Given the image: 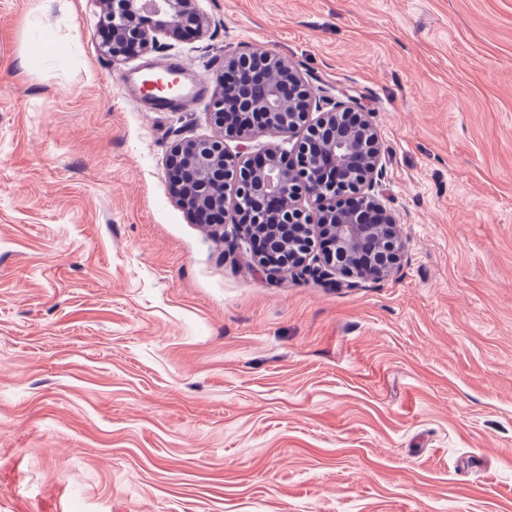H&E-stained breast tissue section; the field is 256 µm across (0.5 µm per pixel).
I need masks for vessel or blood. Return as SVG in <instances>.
Segmentation results:
<instances>
[{
	"mask_svg": "<svg viewBox=\"0 0 512 512\" xmlns=\"http://www.w3.org/2000/svg\"><path fill=\"white\" fill-rule=\"evenodd\" d=\"M123 98L136 99L147 112H178L209 92L204 79L174 58H159L114 80Z\"/></svg>",
	"mask_w": 512,
	"mask_h": 512,
	"instance_id": "obj_1",
	"label": "vessel or blood"
}]
</instances>
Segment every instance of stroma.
I'll list each match as a JSON object with an SVG mask.
<instances>
[{"label":"stroma","instance_id":"stroma-1","mask_svg":"<svg viewBox=\"0 0 512 512\" xmlns=\"http://www.w3.org/2000/svg\"><path fill=\"white\" fill-rule=\"evenodd\" d=\"M361 108L406 247L262 272L175 202L94 0H0V512H512V0H200Z\"/></svg>","mask_w":512,"mask_h":512}]
</instances>
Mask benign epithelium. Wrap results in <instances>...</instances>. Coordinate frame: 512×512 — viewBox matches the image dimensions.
<instances>
[{
    "mask_svg": "<svg viewBox=\"0 0 512 512\" xmlns=\"http://www.w3.org/2000/svg\"><path fill=\"white\" fill-rule=\"evenodd\" d=\"M110 9L99 23L112 30V40L100 50L114 58L117 46L132 41L147 54L160 47L158 37L177 36L185 26L194 27L199 39L205 38L211 20L198 0H94ZM251 67L239 72V62ZM282 67L285 79L268 82L263 72L270 65ZM315 120H310L313 113ZM244 118L236 133L238 150L231 152L224 143L226 116ZM215 134L181 140L170 149L167 175L184 183L177 204L193 215L224 208L227 199L212 192V185L234 181L233 207L237 224L253 241L278 229L299 225L302 249L288 258L270 255L268 248L252 251L253 260L267 273L288 270L298 279L327 281L338 276V287L355 288L365 279L390 276L400 263L403 241L395 217L375 195L383 173V150L371 123L355 108L341 100L324 101L311 91L293 71L288 61L271 51L232 53L224 56L217 92L208 113ZM307 141L291 144L302 126ZM273 135L262 151L249 155L250 142ZM347 192L360 195L362 206L337 218L330 213L336 197ZM375 237L386 244L380 260L370 266L356 259ZM328 239L345 256L343 263L326 251L312 255V238Z\"/></svg>",
    "mask_w": 512,
    "mask_h": 512,
    "instance_id": "benign-epithelium-1",
    "label": "benign epithelium"
}]
</instances>
